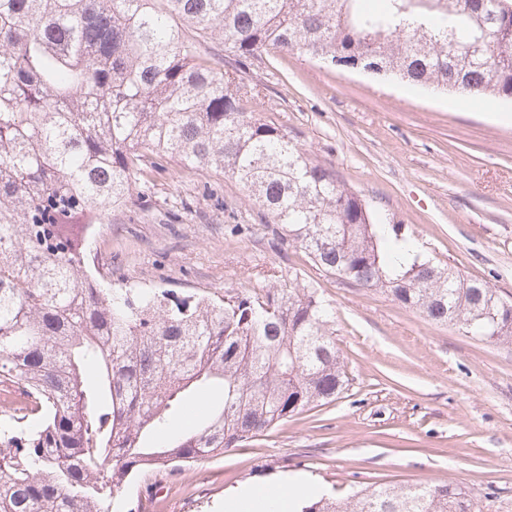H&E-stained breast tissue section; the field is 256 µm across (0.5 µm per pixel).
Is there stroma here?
Returning a JSON list of instances; mask_svg holds the SVG:
<instances>
[{
    "mask_svg": "<svg viewBox=\"0 0 512 512\" xmlns=\"http://www.w3.org/2000/svg\"><path fill=\"white\" fill-rule=\"evenodd\" d=\"M243 79L245 104L333 169L420 253L512 299V104L416 90L298 53ZM235 180L171 160L97 225L92 273L113 286L214 298L317 285L335 307L347 388L266 435L169 475L137 474L117 512H217L227 489L276 474L343 498L374 485L454 482L480 512H512V342L428 322L380 291L318 270Z\"/></svg>",
    "mask_w": 512,
    "mask_h": 512,
    "instance_id": "35a3bbf8",
    "label": "stroma"
}]
</instances>
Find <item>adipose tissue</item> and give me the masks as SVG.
Returning <instances> with one entry per match:
<instances>
[{"label":"adipose tissue","mask_w":512,"mask_h":512,"mask_svg":"<svg viewBox=\"0 0 512 512\" xmlns=\"http://www.w3.org/2000/svg\"><path fill=\"white\" fill-rule=\"evenodd\" d=\"M313 482L286 476L263 487H243L224 498V512H295L299 503L315 497Z\"/></svg>","instance_id":"adipose-tissue-1"}]
</instances>
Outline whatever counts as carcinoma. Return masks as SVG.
I'll return each instance as SVG.
<instances>
[{"instance_id": "1", "label": "carcinoma", "mask_w": 512, "mask_h": 512, "mask_svg": "<svg viewBox=\"0 0 512 512\" xmlns=\"http://www.w3.org/2000/svg\"><path fill=\"white\" fill-rule=\"evenodd\" d=\"M0 0V512H111L138 472L252 441L346 386L317 287L180 298L105 288L88 241L168 157L236 180L319 270L435 324L512 341V302L421 258L400 224L243 107L264 54L339 53L411 88L512 101L503 0ZM234 57L226 70L201 50ZM196 426L169 434L209 391ZM301 512H479L451 482L378 485Z\"/></svg>"}]
</instances>
